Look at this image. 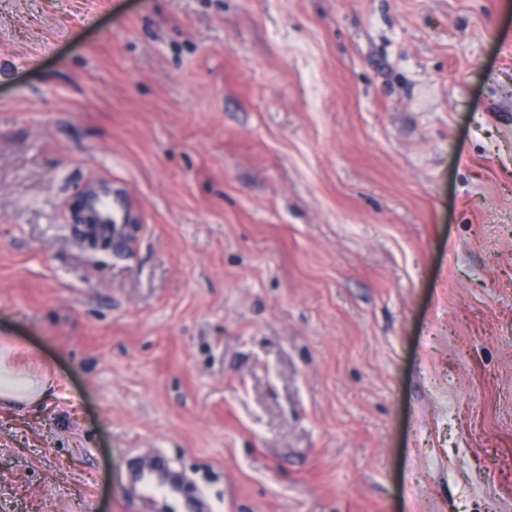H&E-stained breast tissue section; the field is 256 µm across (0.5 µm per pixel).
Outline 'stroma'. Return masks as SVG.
Masks as SVG:
<instances>
[{"label": "stroma", "instance_id": "stroma-1", "mask_svg": "<svg viewBox=\"0 0 512 512\" xmlns=\"http://www.w3.org/2000/svg\"><path fill=\"white\" fill-rule=\"evenodd\" d=\"M6 344L0 512H512V0H0ZM85 204L95 214L97 223L82 224L79 231L88 238L99 239L102 236L97 224H102L103 232L113 243L123 244L128 233L126 214L132 217L135 210L130 198L124 192L112 193L104 185V188L87 196ZM50 383L19 370L13 364L9 351L0 349V398L11 403H34L49 391ZM140 485L155 496L167 497L179 493V484L161 464H155L139 473Z\"/></svg>", "mask_w": 512, "mask_h": 512}]
</instances>
